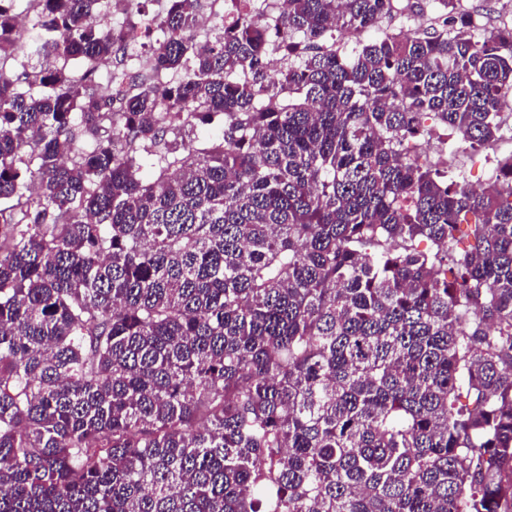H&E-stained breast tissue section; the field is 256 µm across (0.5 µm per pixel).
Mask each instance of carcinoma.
<instances>
[{
    "instance_id": "obj_1",
    "label": "carcinoma",
    "mask_w": 512,
    "mask_h": 512,
    "mask_svg": "<svg viewBox=\"0 0 512 512\" xmlns=\"http://www.w3.org/2000/svg\"><path fill=\"white\" fill-rule=\"evenodd\" d=\"M14 2L0 512H512V150L481 192L409 151L502 138L512 26L476 40L436 0L442 29L342 56L391 0L231 27L165 0L119 28L106 0H28L52 61L19 70Z\"/></svg>"
}]
</instances>
